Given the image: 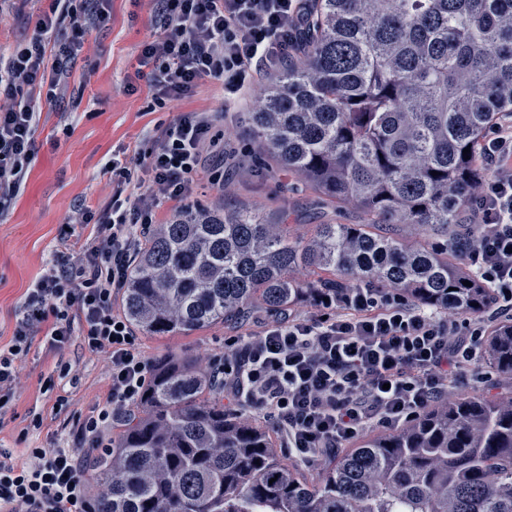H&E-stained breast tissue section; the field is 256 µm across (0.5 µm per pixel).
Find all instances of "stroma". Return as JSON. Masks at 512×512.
I'll list each match as a JSON object with an SVG mask.
<instances>
[{"label":"stroma","instance_id":"obj_1","mask_svg":"<svg viewBox=\"0 0 512 512\" xmlns=\"http://www.w3.org/2000/svg\"><path fill=\"white\" fill-rule=\"evenodd\" d=\"M150 10V0H112L109 25L85 34L83 49L71 67V98L44 104L35 133L38 154L27 183L0 216V347L9 345L18 307L43 274L47 260L60 249L62 235L82 244L94 241L97 225L75 224L71 217L76 206L96 213L111 202L114 189L102 173L104 162L114 155L135 159L154 129L179 113L212 110L219 114L206 166L223 170L224 185L201 182L188 206L222 205L266 214L277 206L279 179L242 120L244 113L256 111L261 85H254L238 112L229 115L223 112L218 85L210 82L190 98L163 109L151 108V92L138 65L140 45L156 34L149 24ZM310 199L306 191L295 195L296 208L288 218L291 238L308 237L319 219L339 224L362 221L360 211L352 206L328 209L315 217ZM256 328V319L250 316L235 325H216L188 336H143L139 342L149 360L173 353L206 365L223 356L225 336ZM65 362L71 364L75 381H62L54 393L44 391V380ZM110 373L107 356L85 352L78 343L55 349L34 340L18 368L13 407L0 421V448L23 465L28 449L63 443L65 421L87 415L106 402ZM60 396L65 397V405H57ZM36 416L43 420L37 430L31 425Z\"/></svg>","mask_w":512,"mask_h":512}]
</instances>
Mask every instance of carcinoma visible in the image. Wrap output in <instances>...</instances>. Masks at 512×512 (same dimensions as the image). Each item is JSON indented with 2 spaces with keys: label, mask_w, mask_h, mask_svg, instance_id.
<instances>
[{
  "label": "carcinoma",
  "mask_w": 512,
  "mask_h": 512,
  "mask_svg": "<svg viewBox=\"0 0 512 512\" xmlns=\"http://www.w3.org/2000/svg\"><path fill=\"white\" fill-rule=\"evenodd\" d=\"M505 112L512 0H311L309 28L249 113L250 132L282 174L364 222L291 239L284 220L250 210L184 209L153 225L122 315L145 336H187L358 285L485 312L487 289L455 245L486 174L484 134ZM390 224L444 236L409 244L381 230ZM485 359L512 376L511 322L493 327ZM145 391L110 456L89 468L95 512H512V397L450 396L309 484L265 428L224 407L196 361L156 360Z\"/></svg>",
  "instance_id": "cac0c4a2"
}]
</instances>
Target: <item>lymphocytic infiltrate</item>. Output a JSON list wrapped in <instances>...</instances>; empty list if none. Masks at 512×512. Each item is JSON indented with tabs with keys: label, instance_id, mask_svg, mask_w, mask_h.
I'll return each mask as SVG.
<instances>
[{
	"label": "lymphocytic infiltrate",
	"instance_id": "lymphocytic-infiltrate-1",
	"mask_svg": "<svg viewBox=\"0 0 512 512\" xmlns=\"http://www.w3.org/2000/svg\"><path fill=\"white\" fill-rule=\"evenodd\" d=\"M310 0H152L153 40L138 53L154 106L192 96L205 81L241 93L278 72L306 27ZM111 0H49L34 33L0 55V213L24 189L37 155L44 100L70 93V62L83 31L106 27ZM214 113L183 112L156 128L140 165L107 161L112 202L99 215L77 208L78 224L97 222L92 246L55 252L18 308L11 343L0 348V416L12 407L19 364L35 337L59 348L79 339L107 354L106 404L76 417L67 447L32 448L29 464L0 449V512H94L85 481L111 433L136 406L150 363L114 302L163 206L196 191L213 140ZM482 157L491 174L475 197L480 231L464 254L493 298L489 317L457 320L405 295L364 286L317 299L315 316L290 312L255 333L224 340L211 376L229 407L270 420L295 459L333 457L371 428L392 430L445 398L460 377H480L491 321L512 319V125L495 126Z\"/></svg>",
	"mask_w": 512,
	"mask_h": 512
}]
</instances>
